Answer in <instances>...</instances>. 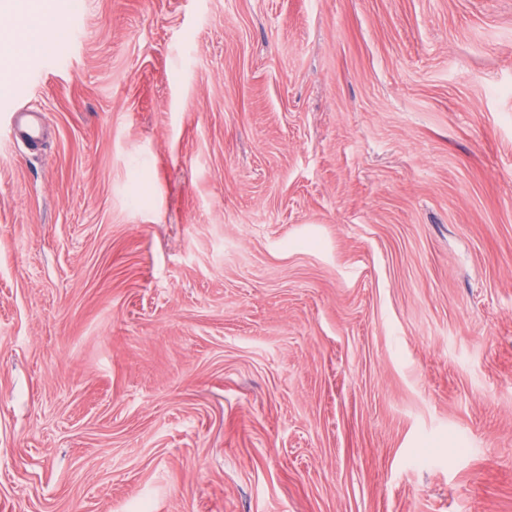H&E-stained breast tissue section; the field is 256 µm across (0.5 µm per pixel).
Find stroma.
<instances>
[{"label": "stroma", "mask_w": 512, "mask_h": 512, "mask_svg": "<svg viewBox=\"0 0 512 512\" xmlns=\"http://www.w3.org/2000/svg\"><path fill=\"white\" fill-rule=\"evenodd\" d=\"M41 22L64 60L0 92V512H512V0ZM15 121L9 124L10 131L16 138L37 144L43 138V125L40 120L27 112H14Z\"/></svg>", "instance_id": "35a3bbf8"}]
</instances>
